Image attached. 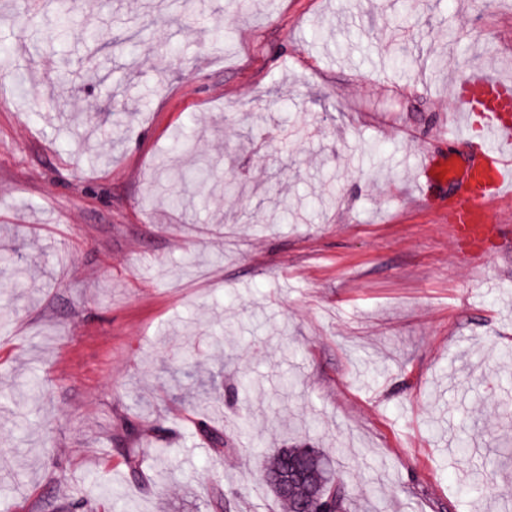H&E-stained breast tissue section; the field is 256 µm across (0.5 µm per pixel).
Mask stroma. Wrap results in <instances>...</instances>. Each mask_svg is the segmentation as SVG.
<instances>
[{
    "mask_svg": "<svg viewBox=\"0 0 512 512\" xmlns=\"http://www.w3.org/2000/svg\"><path fill=\"white\" fill-rule=\"evenodd\" d=\"M160 2L0 0V512H284L293 446L347 512H505L512 244L415 175L512 0ZM264 481L288 512L310 509L332 500L338 512L347 508V488L319 448H277L265 457ZM288 478V485H287Z\"/></svg>",
    "mask_w": 512,
    "mask_h": 512,
    "instance_id": "1",
    "label": "stroma"
}]
</instances>
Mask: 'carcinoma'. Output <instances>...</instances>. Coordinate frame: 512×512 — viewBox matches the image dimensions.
Instances as JSON below:
<instances>
[{"label":"carcinoma","mask_w":512,"mask_h":512,"mask_svg":"<svg viewBox=\"0 0 512 512\" xmlns=\"http://www.w3.org/2000/svg\"><path fill=\"white\" fill-rule=\"evenodd\" d=\"M263 473L265 483L288 512H311L330 499L339 512H346V484L318 448H277L265 457Z\"/></svg>","instance_id":"cac0c4a2"}]
</instances>
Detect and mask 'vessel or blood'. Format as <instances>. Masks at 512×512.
Wrapping results in <instances>:
<instances>
[{"mask_svg": "<svg viewBox=\"0 0 512 512\" xmlns=\"http://www.w3.org/2000/svg\"><path fill=\"white\" fill-rule=\"evenodd\" d=\"M453 100L458 117L448 127L449 138L467 139L471 119H483L486 160L439 159L427 153L417 179L423 187L465 180L463 196L449 215L452 233L459 242L486 250L492 246L487 228L497 219L496 206L512 199V81L470 68Z\"/></svg>", "mask_w": 512, "mask_h": 512, "instance_id": "obj_1", "label": "vessel or blood"}]
</instances>
